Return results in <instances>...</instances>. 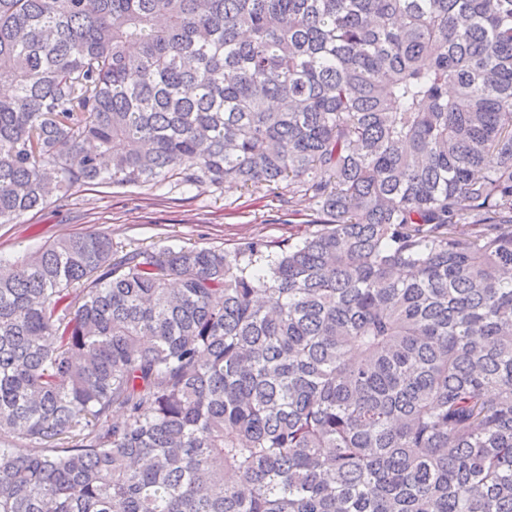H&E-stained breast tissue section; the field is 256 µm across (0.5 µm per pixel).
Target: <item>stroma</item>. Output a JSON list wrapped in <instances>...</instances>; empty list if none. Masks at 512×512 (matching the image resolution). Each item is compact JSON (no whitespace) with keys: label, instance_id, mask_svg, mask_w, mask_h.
I'll return each instance as SVG.
<instances>
[{"label":"stroma","instance_id":"35a3bbf8","mask_svg":"<svg viewBox=\"0 0 512 512\" xmlns=\"http://www.w3.org/2000/svg\"><path fill=\"white\" fill-rule=\"evenodd\" d=\"M313 201L234 183L173 181L152 187L84 186L16 224H0V255L16 257L46 241L96 225L112 236L115 256L167 245L228 251L253 239L272 245L312 232Z\"/></svg>","mask_w":512,"mask_h":512}]
</instances>
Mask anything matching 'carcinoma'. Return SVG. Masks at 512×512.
Here are the masks:
<instances>
[{"mask_svg": "<svg viewBox=\"0 0 512 512\" xmlns=\"http://www.w3.org/2000/svg\"><path fill=\"white\" fill-rule=\"evenodd\" d=\"M0 83V224L200 178L319 224L0 256V512H512V0H0Z\"/></svg>", "mask_w": 512, "mask_h": 512, "instance_id": "1", "label": "carcinoma"}]
</instances>
